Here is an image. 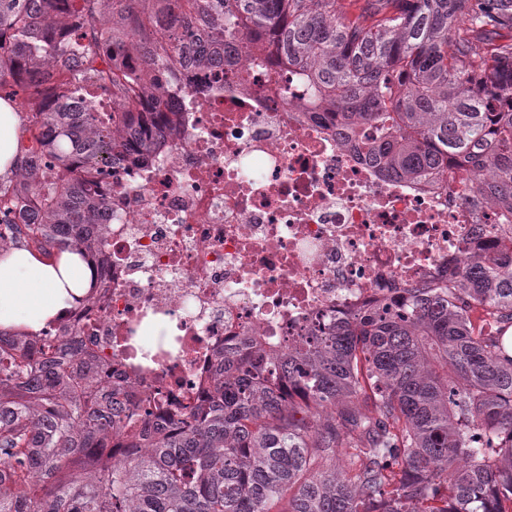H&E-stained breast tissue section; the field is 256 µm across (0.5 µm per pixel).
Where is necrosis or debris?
I'll return each mask as SVG.
<instances>
[{
  "label": "necrosis or debris",
  "mask_w": 512,
  "mask_h": 512,
  "mask_svg": "<svg viewBox=\"0 0 512 512\" xmlns=\"http://www.w3.org/2000/svg\"><path fill=\"white\" fill-rule=\"evenodd\" d=\"M306 95L302 77L245 54L189 73L156 106L174 133H148L150 162L116 159L96 178L108 264L59 333L99 390L140 408L138 431L211 401L217 356L243 338L294 341L404 304L463 276V257L512 244V225L477 205L482 173L389 175Z\"/></svg>",
  "instance_id": "4bbe7bcc"
}]
</instances>
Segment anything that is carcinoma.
<instances>
[{
    "mask_svg": "<svg viewBox=\"0 0 512 512\" xmlns=\"http://www.w3.org/2000/svg\"><path fill=\"white\" fill-rule=\"evenodd\" d=\"M0 0V99L27 95L0 250L99 260L102 164L149 159L145 103L192 71L271 56L307 80L314 111L401 178L455 162L486 173L512 214V0ZM140 70L112 69V54ZM170 64L165 81L153 76ZM111 98L100 112L91 90ZM453 286L412 288L283 347L224 352L207 406L106 470L93 458L128 411L92 393L66 336L35 361L0 349V512H512V251L471 256ZM493 320L487 331L473 312ZM350 448L347 469L336 449ZM41 475L39 488L28 482Z\"/></svg>",
    "mask_w": 512,
    "mask_h": 512,
    "instance_id": "obj_1",
    "label": "carcinoma"
}]
</instances>
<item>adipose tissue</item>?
<instances>
[{
  "mask_svg": "<svg viewBox=\"0 0 512 512\" xmlns=\"http://www.w3.org/2000/svg\"><path fill=\"white\" fill-rule=\"evenodd\" d=\"M94 277L78 255L10 248L0 255V328L37 333L87 295Z\"/></svg>",
  "mask_w": 512,
  "mask_h": 512,
  "instance_id": "adipose-tissue-1",
  "label": "adipose tissue"
}]
</instances>
